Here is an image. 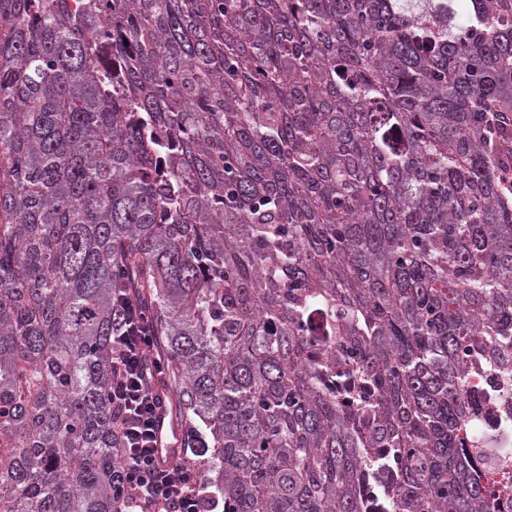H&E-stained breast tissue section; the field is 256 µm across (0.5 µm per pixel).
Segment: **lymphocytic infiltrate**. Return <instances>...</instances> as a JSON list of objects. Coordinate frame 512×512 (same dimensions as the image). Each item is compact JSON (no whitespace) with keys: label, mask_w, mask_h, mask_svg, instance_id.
<instances>
[{"label":"lymphocytic infiltrate","mask_w":512,"mask_h":512,"mask_svg":"<svg viewBox=\"0 0 512 512\" xmlns=\"http://www.w3.org/2000/svg\"><path fill=\"white\" fill-rule=\"evenodd\" d=\"M112 402L125 415L123 478L129 494L123 512H214V504L195 467L183 457L160 462L161 413L166 396L159 387L163 359L136 319L112 339Z\"/></svg>","instance_id":"f902f5d3"}]
</instances>
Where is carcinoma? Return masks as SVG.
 <instances>
[{
	"label": "carcinoma",
	"mask_w": 512,
	"mask_h": 512,
	"mask_svg": "<svg viewBox=\"0 0 512 512\" xmlns=\"http://www.w3.org/2000/svg\"><path fill=\"white\" fill-rule=\"evenodd\" d=\"M223 512H512V0H0V512H121L125 299ZM510 390L511 395L507 399H500L496 393H487V405L491 411V419L483 418L478 424V427L483 430L493 429V426L496 425V429L493 430L498 434L497 441L492 448H501L502 451L508 449L509 453L512 449V380H510ZM505 417L510 420L508 426L503 424Z\"/></svg>",
	"instance_id": "1"
}]
</instances>
